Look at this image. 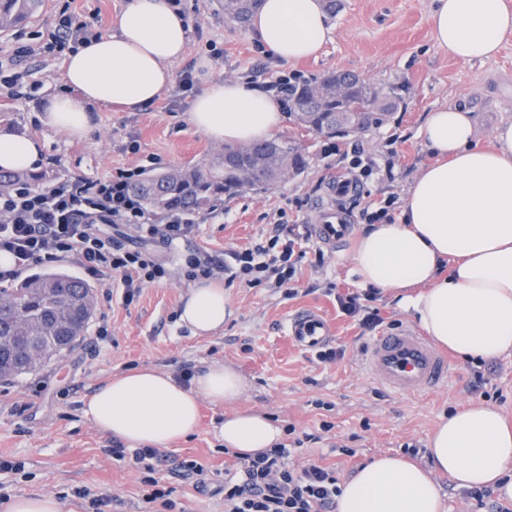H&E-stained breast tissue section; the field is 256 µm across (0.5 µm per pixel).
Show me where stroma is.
Returning <instances> with one entry per match:
<instances>
[{
    "label": "stroma",
    "instance_id": "obj_1",
    "mask_svg": "<svg viewBox=\"0 0 512 512\" xmlns=\"http://www.w3.org/2000/svg\"><path fill=\"white\" fill-rule=\"evenodd\" d=\"M435 0H342L329 20L331 31L318 58L292 65L259 52L252 30L225 22L217 0H183L190 22L188 53L174 67L175 77L193 70L199 58H210L214 77L241 78L257 69L258 82L296 70L308 79L344 70L398 90V100L386 123L362 134L338 137V144L381 149L394 138L392 175L378 174L367 183L371 197L391 192L405 195L414 175L433 156L418 135L428 112L463 103L475 112L481 144H488L501 121L512 120V34L489 60L462 62L448 55L434 39L431 14ZM20 78L14 92L0 89V126L36 137L45 157L58 160V173L91 179L118 168L151 162L153 171L209 164L221 147L188 121V99L171 95L140 111L126 112L111 104L96 107V127L86 138L65 137L43 126L38 116L47 98L60 95L67 82L64 60L33 55L16 66ZM278 136L304 145L310 165L287 183L268 190L248 191L225 199L220 211L202 212L195 245L221 251L256 242L271 229V215L283 211L285 223H309L328 183L341 168L325 156V137L300 129L285 117ZM363 224L341 251L327 253L324 281L338 292L361 288L352 263ZM313 278L303 273L300 294L285 300L267 289L227 288L230 314L222 332L192 335L180 323V310L189 282L173 277L150 284L131 304L119 296L97 293L94 324L107 326L96 337L87 329L60 362L13 380L0 381V457L22 461L21 471L8 474L10 495L51 493L65 504V512H90L79 492L87 488L110 496L109 512H149L142 500V474L107 455L112 440L98 431L83 413L84 402L96 386L129 371L154 368L180 375L182 369L200 372L219 363L234 368L245 382L235 402L200 404V424L191 437L172 442L159 475L174 490L184 512H224V473L235 458L224 451L221 428L234 410L267 413L279 426L297 431L318 429L333 422L326 441L308 444L293 462L312 461L335 468L349 480L361 466L382 454H399L404 443L428 446L437 424L470 403L490 401L512 423V354L484 363L485 393H470L466 385L472 364L449 354L452 375L433 393L398 398L374 383L362 368L361 346L369 337L341 315L334 297L310 291ZM300 309L322 314L336 329V342L346 349L344 359L331 365L313 363L310 352L288 340L284 324ZM358 434V453L336 455L332 442ZM202 462L206 471L199 483L183 480L179 465Z\"/></svg>",
    "mask_w": 512,
    "mask_h": 512
}]
</instances>
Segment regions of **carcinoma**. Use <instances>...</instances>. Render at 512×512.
<instances>
[{
  "mask_svg": "<svg viewBox=\"0 0 512 512\" xmlns=\"http://www.w3.org/2000/svg\"><path fill=\"white\" fill-rule=\"evenodd\" d=\"M34 0H0V30L6 31L26 18ZM262 0H220L224 19L247 26ZM394 89H385L349 71L329 72L312 81L296 83L288 95V110L298 125L333 138L338 134L368 132L383 125L395 107ZM308 166L301 145L278 138L224 148L207 166L182 167L148 175L135 191L151 213L175 209L205 212L224 195L268 189L302 174ZM33 185L44 176L0 170V191L17 180ZM74 306L69 319L74 329L87 330L95 308L92 286L63 271H47L23 281L17 288L0 289V336H18V322L25 320L47 336H56V312Z\"/></svg>",
  "mask_w": 512,
  "mask_h": 512,
  "instance_id": "carcinoma-1",
  "label": "carcinoma"
}]
</instances>
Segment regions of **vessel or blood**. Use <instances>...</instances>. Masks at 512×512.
Listing matches in <instances>:
<instances>
[{
	"instance_id": "b4317fda",
	"label": "vessel or blood",
	"mask_w": 512,
	"mask_h": 512,
	"mask_svg": "<svg viewBox=\"0 0 512 512\" xmlns=\"http://www.w3.org/2000/svg\"><path fill=\"white\" fill-rule=\"evenodd\" d=\"M311 235L321 247L334 249L354 231L349 212L332 203L321 204ZM285 333L298 348L314 351L334 338L332 326L317 312L302 310L288 317ZM363 369L378 385L399 396L439 390L448 380V358L413 326L377 336L363 359Z\"/></svg>"
}]
</instances>
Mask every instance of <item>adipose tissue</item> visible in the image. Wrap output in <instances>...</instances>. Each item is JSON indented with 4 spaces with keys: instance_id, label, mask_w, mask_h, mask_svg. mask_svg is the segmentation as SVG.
<instances>
[{
    "instance_id": "obj_1",
    "label": "adipose tissue",
    "mask_w": 512,
    "mask_h": 512,
    "mask_svg": "<svg viewBox=\"0 0 512 512\" xmlns=\"http://www.w3.org/2000/svg\"><path fill=\"white\" fill-rule=\"evenodd\" d=\"M434 38L450 57L487 60L512 33V0H437ZM253 33L274 59L317 56L330 32L321 0H263ZM191 29L166 0H128L114 32L83 42L65 61L76 96L49 98L41 122L69 137L95 127L97 104L135 112L168 92L172 66L187 53ZM204 87L188 119L214 142L234 145L271 136L284 116L276 98L245 80H221L208 60L198 64ZM419 135L435 155L414 179L391 224L364 229L353 256L364 287L393 294L434 341L461 355L494 360L512 353V121L478 143V121L464 105L431 112ZM43 160L38 141L0 127V169L33 170ZM227 300L215 282L198 281L181 322L197 335L224 327ZM243 378L214 366L190 388L153 368L131 371L98 387L84 413L103 433L132 448L161 447L195 433L198 399H237ZM282 429L254 412L223 425L224 445L244 455L281 442ZM436 469L460 486L481 487L512 466V427L492 407L475 403L450 415L430 442ZM336 512H441V493L427 472L386 455L343 485Z\"/></svg>"
}]
</instances>
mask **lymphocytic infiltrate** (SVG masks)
Here are the masks:
<instances>
[{
  "instance_id": "lymphocytic-infiltrate-1",
  "label": "lymphocytic infiltrate",
  "mask_w": 512,
  "mask_h": 512,
  "mask_svg": "<svg viewBox=\"0 0 512 512\" xmlns=\"http://www.w3.org/2000/svg\"><path fill=\"white\" fill-rule=\"evenodd\" d=\"M97 33L96 18L77 19L65 2L51 28L31 35L17 33L10 47H0V87L13 89L18 80L13 69L21 58L73 52ZM145 171L142 165L119 168L95 180L57 175L45 186L21 181L0 193V252L14 258L11 268H0V284L14 281L30 266L71 258L104 290H120L126 305L146 284L166 281L175 273L188 282L220 279L228 287H262L291 300L299 294L296 283L302 264L316 271L323 268V252L306 248L309 230L280 220L261 241L221 253L186 251L179 254L177 268H170L154 252V245H181L195 234L197 220L185 211L148 213L132 190ZM119 224L132 229L134 238L112 234L111 226ZM377 295L373 288L340 294L336 304L362 332L371 333L383 323L373 306ZM332 428V422L324 421L318 433L300 437L291 425L286 429L287 442L239 457L235 475L224 481V512H335L342 492L335 469L320 464L297 469L289 464L298 448L319 442L321 434ZM109 453L114 460L144 471L145 503L175 512L171 489L154 476L163 459L158 449L130 451L117 443Z\"/></svg>"
}]
</instances>
